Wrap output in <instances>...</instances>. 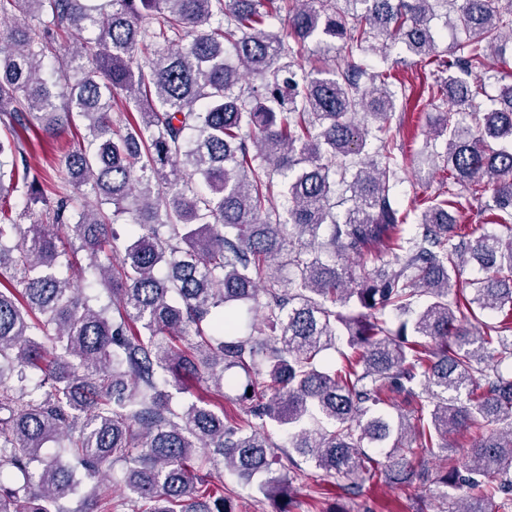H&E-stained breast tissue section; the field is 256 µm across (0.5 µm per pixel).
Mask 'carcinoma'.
<instances>
[{"label":"carcinoma","mask_w":512,"mask_h":512,"mask_svg":"<svg viewBox=\"0 0 512 512\" xmlns=\"http://www.w3.org/2000/svg\"><path fill=\"white\" fill-rule=\"evenodd\" d=\"M437 4L448 0H0V18L48 16L0 29V121L48 136L81 121L88 135L52 190L94 196L53 209L86 253L77 271L41 220L0 211V468L22 475L0 481V512H51L77 470L97 479L117 464L128 494L98 485L104 512H232L202 468L262 476L264 495L285 500L303 460L352 496L375 478L490 479L459 512L512 509V373L499 370L512 362V69L493 75L483 110L469 83L507 64L512 0H461L446 24L465 37L445 50ZM83 33L94 38L51 54L55 37ZM399 44L429 72L396 93L393 67L354 56L385 63ZM307 54L321 65L302 68ZM250 74L260 84L243 86ZM415 94L457 109L434 130L453 188L408 234L390 119ZM29 174L22 137L0 139V201L21 183L26 208L47 203ZM472 214L502 232L473 236L457 223ZM116 224L137 229L121 253ZM471 260L484 277L464 284ZM287 266L298 278L281 277ZM480 313L496 325H470ZM343 338L341 362L327 359ZM185 378L195 401L178 410L168 386ZM226 388L246 417L224 412ZM389 394L419 400L416 414L384 410ZM268 420L286 435L279 452ZM452 433L478 441L434 473L426 455ZM60 438L70 463L42 454Z\"/></svg>","instance_id":"carcinoma-1"}]
</instances>
